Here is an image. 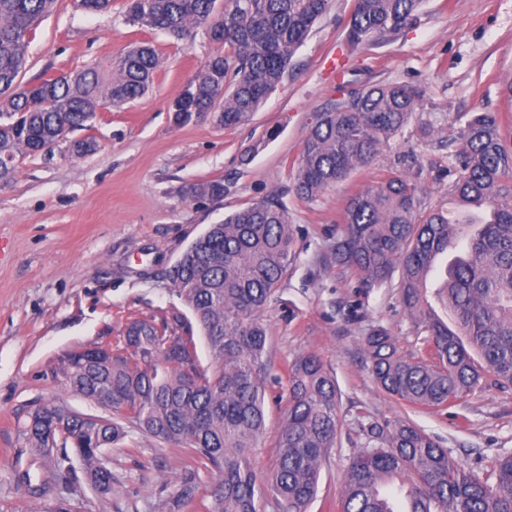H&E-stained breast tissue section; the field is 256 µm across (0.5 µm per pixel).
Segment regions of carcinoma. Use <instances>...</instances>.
Listing matches in <instances>:
<instances>
[{
  "label": "carcinoma",
  "mask_w": 512,
  "mask_h": 512,
  "mask_svg": "<svg viewBox=\"0 0 512 512\" xmlns=\"http://www.w3.org/2000/svg\"><path fill=\"white\" fill-rule=\"evenodd\" d=\"M331 0H129L127 19L189 40L208 28L224 52L210 56L173 97L175 122L219 113L226 126L257 111L282 81L289 59ZM421 0H354V45L395 34L418 20ZM58 0H0V181L14 176L20 156L47 152L109 105L144 95L160 60L140 43L104 67L21 83L36 25ZM416 93L371 84L321 113L305 139L293 188L306 201L371 166L382 143L406 125ZM451 206L422 207L417 187L397 171L351 195L331 245V260L364 293L392 283L429 350L405 359L382 326L363 339L370 371L384 391L407 404L446 407L484 374L512 386V148L498 117L477 112L455 151ZM196 196L222 197L224 183L191 186ZM481 225L476 236L466 228ZM292 232L280 194L213 224L169 270L178 295L199 324L213 364H201L191 326L182 318L157 324L136 319L125 328L123 352L72 351L58 370L69 390L106 414L47 404L27 416L22 434L38 452L62 451L58 473L75 475L76 460L100 494L112 493L106 452L132 428L192 451L195 464L179 476L177 512L195 498L200 472L210 477L207 512H260L271 497L278 512H308L319 474L339 430L336 382L309 354L288 366V398L276 444L277 466L256 472L250 451L265 430L264 360L268 334L262 312L275 300L291 260ZM461 249L444 268L448 250ZM452 312L457 330L429 302ZM371 444L347 469L339 512H512V455L485 478L467 471L430 436L407 422L371 424Z\"/></svg>",
  "instance_id": "carcinoma-1"
}]
</instances>
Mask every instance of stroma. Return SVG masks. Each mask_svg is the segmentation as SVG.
<instances>
[{
  "label": "stroma",
  "mask_w": 512,
  "mask_h": 512,
  "mask_svg": "<svg viewBox=\"0 0 512 512\" xmlns=\"http://www.w3.org/2000/svg\"><path fill=\"white\" fill-rule=\"evenodd\" d=\"M126 0L94 13L58 0L28 45L23 82L106 62L131 44L152 45L160 59L152 89L122 108L98 112L71 140L92 138L78 156L70 142L21 158L0 182V512H29L30 486L75 512H167L189 449L129 432L109 452L112 491L96 493L84 476L60 478L54 455L29 448L25 411L60 402L86 413L94 403L68 390L58 371L69 351L118 343L135 318L162 322L190 310L167 277L188 245L210 225L282 193L293 234L292 256L277 298L262 318L269 336L266 428L253 450L259 471L277 463L275 443L288 393V366L314 354L331 369L340 430L323 463L310 512H336L349 462L367 443L366 427L405 420L435 439L460 465L486 477L512 454V386L485 378L445 408L412 407L373 380L363 338L378 326L399 355L425 354L388 284L362 293L330 261L348 197L397 170L416 178L424 207L448 202L451 146L471 115L496 112L512 139V0H423L419 20L398 34L359 46L347 40L353 0H333L294 52L283 82L248 121L224 126L209 112L174 124L170 100L217 51L205 29L192 42L125 17ZM392 83L419 91L407 126L380 147L375 164L298 198L294 175L304 139L320 112L346 99L350 85ZM434 123L438 138L420 128ZM219 180L218 199L192 197V185Z\"/></svg>",
  "instance_id": "stroma-1"
}]
</instances>
